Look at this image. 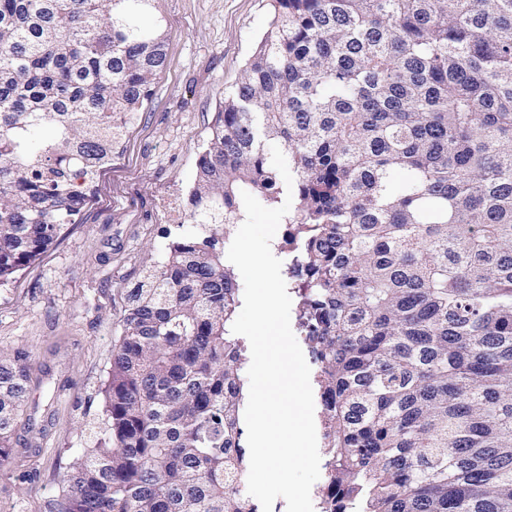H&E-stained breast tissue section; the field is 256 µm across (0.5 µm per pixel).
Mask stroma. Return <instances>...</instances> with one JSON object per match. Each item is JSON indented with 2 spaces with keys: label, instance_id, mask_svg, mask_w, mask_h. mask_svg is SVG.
Wrapping results in <instances>:
<instances>
[{
  "label": "stroma",
  "instance_id": "35a3bbf8",
  "mask_svg": "<svg viewBox=\"0 0 512 512\" xmlns=\"http://www.w3.org/2000/svg\"><path fill=\"white\" fill-rule=\"evenodd\" d=\"M152 14L165 25L161 78L100 172L90 205L0 286V350L25 353L29 366L25 412L0 466V512H51L66 491L64 473L95 441L127 292L180 234L174 211L271 7L154 0Z\"/></svg>",
  "mask_w": 512,
  "mask_h": 512
}]
</instances>
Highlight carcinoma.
Wrapping results in <instances>:
<instances>
[{
  "mask_svg": "<svg viewBox=\"0 0 512 512\" xmlns=\"http://www.w3.org/2000/svg\"><path fill=\"white\" fill-rule=\"evenodd\" d=\"M152 0H0V285L91 199L165 63ZM127 295L100 437L55 512H241V192L284 154L327 483L359 512H512V0H270ZM403 175L399 189L396 174ZM0 351V465L27 393Z\"/></svg>",
  "mask_w": 512,
  "mask_h": 512,
  "instance_id": "1",
  "label": "carcinoma"
}]
</instances>
